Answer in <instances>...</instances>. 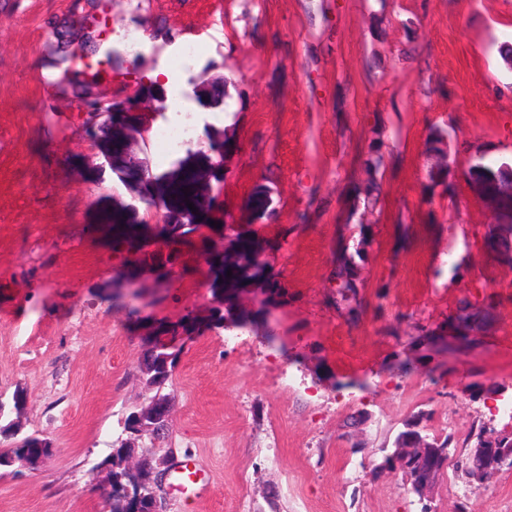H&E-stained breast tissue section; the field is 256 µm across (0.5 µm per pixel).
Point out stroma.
<instances>
[{
  "mask_svg": "<svg viewBox=\"0 0 512 512\" xmlns=\"http://www.w3.org/2000/svg\"><path fill=\"white\" fill-rule=\"evenodd\" d=\"M89 31L121 55L98 86L62 63L63 41ZM190 43L182 99L199 111L198 85L225 82L236 121L199 126L178 154L224 147L223 210L197 236L221 240L229 219L270 242L288 298L270 310L274 344L227 325L186 341L169 437L152 445L125 428L153 394L150 325L217 302L200 252L127 316L112 215L131 195L88 150L78 102ZM507 44L512 0H0V451L18 434L53 445L35 467H0V512H109L94 468L136 444L208 476L188 497L165 486L169 512H421L403 474L378 471L382 448L420 411L431 437L502 428L495 406L512 398V232L477 191L512 177ZM346 260L351 306L336 302ZM464 309L487 316L475 352L446 363L416 344ZM431 506L512 512V468L480 489L446 470Z\"/></svg>",
  "mask_w": 512,
  "mask_h": 512,
  "instance_id": "obj_1",
  "label": "stroma"
}]
</instances>
